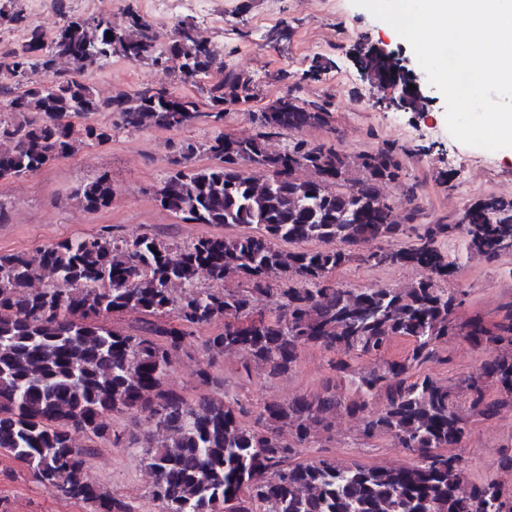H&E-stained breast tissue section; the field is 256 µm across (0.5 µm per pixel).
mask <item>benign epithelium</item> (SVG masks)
<instances>
[{
  "label": "benign epithelium",
  "instance_id": "obj_1",
  "mask_svg": "<svg viewBox=\"0 0 512 512\" xmlns=\"http://www.w3.org/2000/svg\"><path fill=\"white\" fill-rule=\"evenodd\" d=\"M376 51L392 73V80L378 82L372 66L359 64L362 77L377 87L382 95L377 98V104L386 110L419 112L423 105L429 102V88L424 76L407 68L402 54L396 50L378 47ZM415 85L412 90L409 85Z\"/></svg>",
  "mask_w": 512,
  "mask_h": 512
}]
</instances>
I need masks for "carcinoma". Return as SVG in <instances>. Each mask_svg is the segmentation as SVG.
Returning <instances> with one entry per match:
<instances>
[{"mask_svg":"<svg viewBox=\"0 0 512 512\" xmlns=\"http://www.w3.org/2000/svg\"><path fill=\"white\" fill-rule=\"evenodd\" d=\"M58 11L64 22L49 38L23 10L0 6V28L23 32L0 50V72L13 79L0 84V182L34 174L81 144L108 142L114 129L219 127L229 107L257 98L250 76L226 66L189 26L176 25L184 39L163 44L137 15L116 28L102 15H69L64 0ZM114 55L153 65L176 57L180 82L196 93L144 88L104 97L82 75ZM277 103L256 115L255 137L221 132L170 145L160 205L220 232L189 242L97 232L33 254H0V453L93 512H141L87 479L99 440L141 449L158 512H512L511 486L465 481L468 462L448 452L475 424L512 410V304L493 321H462L459 293L442 286L458 265L449 241L493 259L512 239V199H480L465 211L468 223L422 224L403 244L416 209L400 217L385 195L403 173L396 150L349 156L295 139L272 152L267 135L331 122L314 101ZM101 112L119 123L74 127L72 119ZM202 152L214 163L196 166ZM112 197L104 173L69 199L97 212ZM350 263L415 266L428 276L405 288H350L334 278ZM127 312L141 314L135 332L105 323ZM211 324V335H195ZM450 336L483 354L454 381L427 372L449 363L440 344ZM396 337L410 347L390 360ZM191 342L211 362L241 356L243 380L253 365L271 380L289 374L309 347L327 355L334 376L318 393L252 410L227 384L220 402L204 393L190 402L165 383L173 355ZM341 384L350 396L336 393ZM143 413L154 430L141 437L112 424ZM342 416L361 439L392 438L411 462L301 459ZM76 430L90 445L74 444Z\"/></svg>","mask_w":512,"mask_h":512,"instance_id":"obj_1","label":"carcinoma"}]
</instances>
